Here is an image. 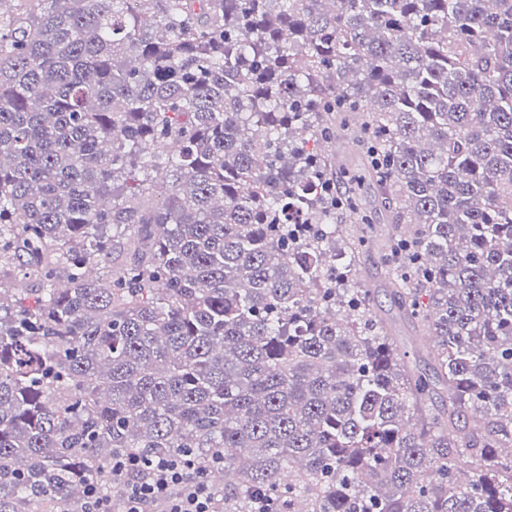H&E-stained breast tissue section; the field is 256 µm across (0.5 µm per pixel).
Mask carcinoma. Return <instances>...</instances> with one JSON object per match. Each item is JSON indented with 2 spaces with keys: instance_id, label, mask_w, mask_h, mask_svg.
<instances>
[{
  "instance_id": "cac0c4a2",
  "label": "carcinoma",
  "mask_w": 512,
  "mask_h": 512,
  "mask_svg": "<svg viewBox=\"0 0 512 512\" xmlns=\"http://www.w3.org/2000/svg\"><path fill=\"white\" fill-rule=\"evenodd\" d=\"M157 453L224 512H512V0H0V512ZM364 254V264L357 274L358 288H371L376 304L382 310H388L391 308V302L382 290L384 288V271L381 269L380 258L372 251H366Z\"/></svg>"
}]
</instances>
